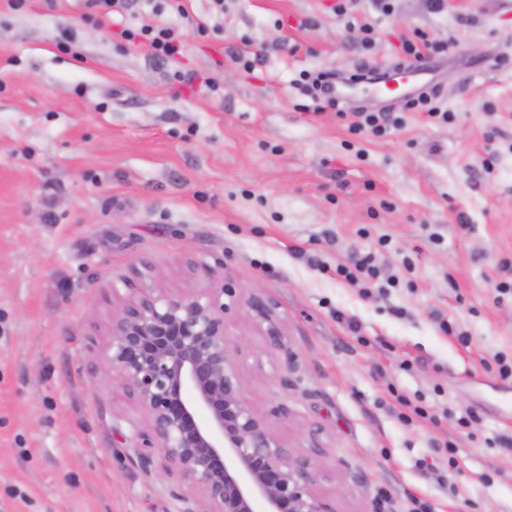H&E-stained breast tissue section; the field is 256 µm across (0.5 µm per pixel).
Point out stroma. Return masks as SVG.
Here are the masks:
<instances>
[{"instance_id": "stroma-1", "label": "stroma", "mask_w": 512, "mask_h": 512, "mask_svg": "<svg viewBox=\"0 0 512 512\" xmlns=\"http://www.w3.org/2000/svg\"><path fill=\"white\" fill-rule=\"evenodd\" d=\"M338 2L184 0L206 37L143 2L124 24L185 31L168 64L83 0L0 6V512H176L137 463L147 415L99 369L144 288L221 289L244 398L335 512H512V0ZM417 30L448 46L447 119L398 99L354 135L359 99L301 110L304 72L386 68ZM368 253L385 287L337 279ZM248 305L261 321L267 322L270 325L269 336H272L274 345L282 348L283 343L279 338V333L273 326V309L271 303L266 300L261 294H254L248 300Z\"/></svg>"}]
</instances>
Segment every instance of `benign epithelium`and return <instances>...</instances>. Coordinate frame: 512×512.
<instances>
[{
  "instance_id": "benign-epithelium-1",
  "label": "benign epithelium",
  "mask_w": 512,
  "mask_h": 512,
  "mask_svg": "<svg viewBox=\"0 0 512 512\" xmlns=\"http://www.w3.org/2000/svg\"><path fill=\"white\" fill-rule=\"evenodd\" d=\"M144 293L112 318L104 359L149 418L137 457L170 480L177 512H334L314 491L318 470L282 446L243 398L218 294ZM248 305L273 321L260 294Z\"/></svg>"
}]
</instances>
